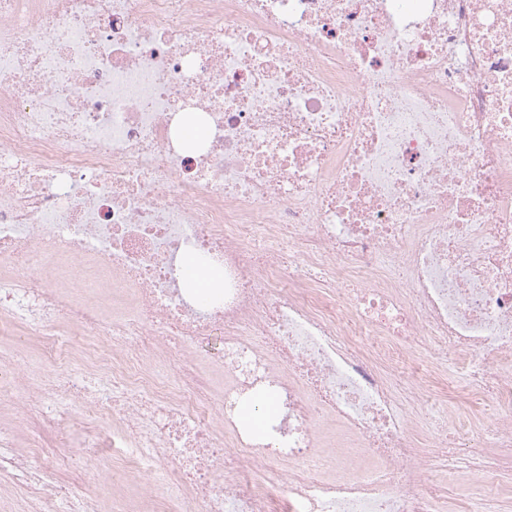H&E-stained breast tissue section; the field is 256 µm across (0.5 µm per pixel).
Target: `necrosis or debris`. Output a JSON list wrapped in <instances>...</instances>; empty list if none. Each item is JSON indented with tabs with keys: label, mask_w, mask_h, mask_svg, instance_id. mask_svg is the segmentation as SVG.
Masks as SVG:
<instances>
[{
	"label": "necrosis or debris",
	"mask_w": 512,
	"mask_h": 512,
	"mask_svg": "<svg viewBox=\"0 0 512 512\" xmlns=\"http://www.w3.org/2000/svg\"><path fill=\"white\" fill-rule=\"evenodd\" d=\"M0 335L74 370L0 362L34 452L202 512H446L414 429L462 369L484 423L434 446L512 512V0H0ZM183 265L190 282L198 293H206L212 285L223 279L222 271L217 268L197 269L192 257L185 258Z\"/></svg>",
	"instance_id": "1"
}]
</instances>
